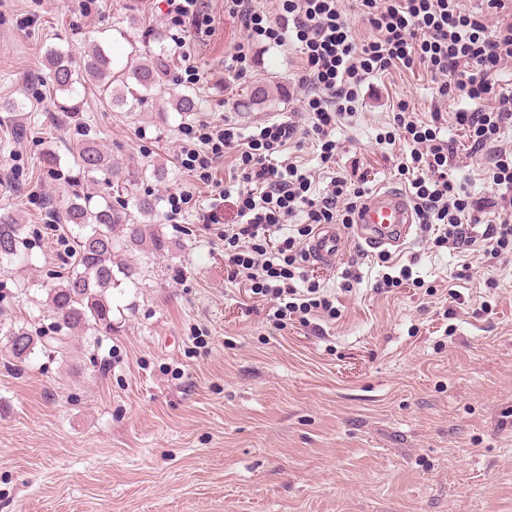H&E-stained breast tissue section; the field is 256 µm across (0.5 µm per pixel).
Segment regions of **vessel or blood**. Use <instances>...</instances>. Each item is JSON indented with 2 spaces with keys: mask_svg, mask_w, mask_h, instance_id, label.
<instances>
[{
  "mask_svg": "<svg viewBox=\"0 0 512 512\" xmlns=\"http://www.w3.org/2000/svg\"><path fill=\"white\" fill-rule=\"evenodd\" d=\"M416 215L408 195L400 190L379 189L361 205L356 215L357 238L372 248L401 246L409 238ZM344 245L337 227L323 225L309 244L312 257L335 262Z\"/></svg>",
  "mask_w": 512,
  "mask_h": 512,
  "instance_id": "vessel-or-blood-1",
  "label": "vessel or blood"
}]
</instances>
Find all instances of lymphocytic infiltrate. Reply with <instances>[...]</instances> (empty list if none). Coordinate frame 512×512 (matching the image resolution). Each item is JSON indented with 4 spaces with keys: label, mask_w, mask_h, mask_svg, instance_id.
Instances as JSON below:
<instances>
[{
    "label": "lymphocytic infiltrate",
    "mask_w": 512,
    "mask_h": 512,
    "mask_svg": "<svg viewBox=\"0 0 512 512\" xmlns=\"http://www.w3.org/2000/svg\"><path fill=\"white\" fill-rule=\"evenodd\" d=\"M165 22L177 48H185L188 33H204L211 26L205 0H165ZM484 13H467L459 0H360L373 39H355L339 0H279L275 14L252 5L251 0H225L238 15L249 38L279 46L294 32L304 57V69L295 79L307 124L296 121L261 126L241 138L236 127L202 122L186 127L180 140L182 167L206 185L224 162L226 150L237 152L242 186L237 191L236 220L218 234L232 278L250 282L253 294L280 302L277 320L287 326L292 316L335 317L336 299L315 280L299 286L296 261H309L307 241L325 224L351 225L365 191L344 176L331 178L326 190L316 192L313 176L301 165L283 162L289 145H301L315 136L322 164L336 154L338 124L352 115L353 105L370 75L393 68L418 66L432 75L456 76L455 85H441V94L457 89L471 100L485 99L492 91L490 76L512 64V0H485ZM455 122L468 133L471 152L493 147L492 180L512 190V150L498 146L501 127L512 121V106L493 110H457ZM441 112L419 124L406 104L393 115L388 141L403 139L406 154L401 167L411 175L422 233L435 245L458 251L478 250L498 258L512 255V221L486 225L480 237L463 224L474 204L451 175L453 151L440 136ZM216 188L224 202L228 193ZM298 228H289L292 218Z\"/></svg>",
    "instance_id": "1"
}]
</instances>
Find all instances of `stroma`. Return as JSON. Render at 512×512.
Here are the masks:
<instances>
[{"label": "stroma", "mask_w": 512, "mask_h": 512, "mask_svg": "<svg viewBox=\"0 0 512 512\" xmlns=\"http://www.w3.org/2000/svg\"><path fill=\"white\" fill-rule=\"evenodd\" d=\"M207 8L210 30L171 67L196 66V84L176 85L196 91V112L156 95L120 106L89 83L78 114L53 124L48 49L77 62L98 44L121 69L163 26L164 0H0V209L27 225L32 255L0 271V320L49 324L28 285L69 262L61 208L83 179L72 152L84 137L138 172L165 241L162 252L132 253L135 278L112 291L111 335L87 337L69 359L39 352L17 367L0 350V512H512V260H494L493 283L457 280V251L416 228L385 252L399 263L419 256L413 279L378 294L367 281L385 253L348 230L336 264L308 268L335 295V320L281 329L276 300L231 278L214 225L191 213L165 221L167 194L189 180L183 127L221 120L247 137L298 109L293 39L253 41L250 71L229 79L224 59L246 31L224 0ZM265 83L280 96L241 110ZM441 84L423 67L369 77L336 129L335 171L359 172L371 192L407 190L403 143L381 136L393 106L407 103L424 123L437 108L454 178L481 221H498L488 154L470 152L451 118L466 102L441 97ZM12 101L24 110H6ZM49 148L58 169L43 163ZM348 267L364 284L344 288Z\"/></svg>", "instance_id": "stroma-1"}]
</instances>
